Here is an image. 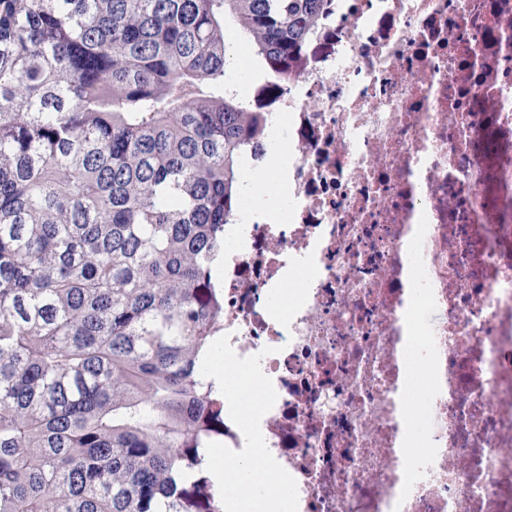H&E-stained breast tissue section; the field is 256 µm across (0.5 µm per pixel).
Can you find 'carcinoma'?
<instances>
[{
	"label": "carcinoma",
	"mask_w": 512,
	"mask_h": 512,
	"mask_svg": "<svg viewBox=\"0 0 512 512\" xmlns=\"http://www.w3.org/2000/svg\"><path fill=\"white\" fill-rule=\"evenodd\" d=\"M322 0H0V512H221L224 224ZM232 41H236L237 49H243V50H245L248 53L249 59H251V63H250V66H249L250 72L246 71V70L241 71L240 69L235 68V67L232 66L231 70L237 71V73H239V74L241 72L247 73L248 74V78L247 79H240L239 75L237 77V75L235 73L232 74V72H231V74L227 73V75L225 77V81H227V83H233V84L236 85V89H237V93H238L239 97L247 98L248 91H249V85H250L251 81L263 78L264 77V73L259 68V66H258V64L256 62V61H258L260 63V60L257 57H255L250 52V50L248 49L246 43L244 42V39L242 37H240L237 33H233L232 34ZM228 78H229V80H228Z\"/></svg>",
	"instance_id": "cac0c4a2"
}]
</instances>
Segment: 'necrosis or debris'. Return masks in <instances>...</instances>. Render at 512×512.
I'll return each mask as SVG.
<instances>
[{"instance_id": "obj_1", "label": "necrosis or debris", "mask_w": 512, "mask_h": 512, "mask_svg": "<svg viewBox=\"0 0 512 512\" xmlns=\"http://www.w3.org/2000/svg\"><path fill=\"white\" fill-rule=\"evenodd\" d=\"M264 112L244 169L284 151L287 204L224 227L225 457L289 512H512V0H326Z\"/></svg>"}]
</instances>
